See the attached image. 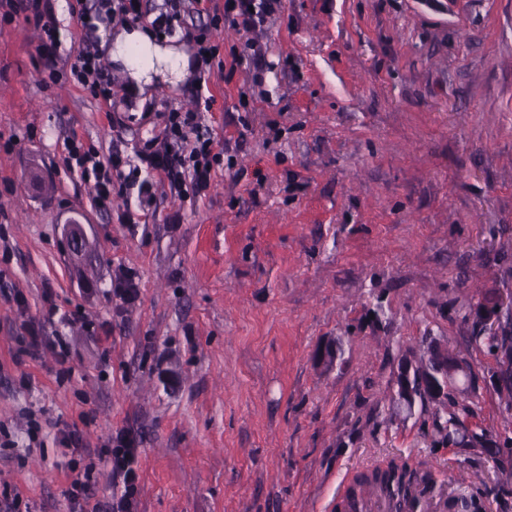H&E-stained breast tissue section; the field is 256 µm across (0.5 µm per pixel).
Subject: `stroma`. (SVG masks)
I'll return each mask as SVG.
<instances>
[{"mask_svg":"<svg viewBox=\"0 0 512 512\" xmlns=\"http://www.w3.org/2000/svg\"><path fill=\"white\" fill-rule=\"evenodd\" d=\"M72 2L50 0L61 68L82 33ZM212 37L265 56L141 105L115 74L119 128L77 87L41 84L24 14L0 23V491L72 512L60 439L76 428L90 449L131 440L135 512H336L344 484L392 459L431 473L417 512L477 492L483 512H512L500 446L431 449L424 414L390 416L388 392L399 345L428 331L461 350L464 307L512 296V0H283L256 31ZM200 97L232 171L196 197L155 187L139 224L120 219L133 194L93 209L67 136L132 156L165 104ZM127 276L130 300L112 290ZM75 309L93 331L62 323ZM504 417L487 390L468 427L512 438Z\"/></svg>","mask_w":512,"mask_h":512,"instance_id":"1","label":"stroma"}]
</instances>
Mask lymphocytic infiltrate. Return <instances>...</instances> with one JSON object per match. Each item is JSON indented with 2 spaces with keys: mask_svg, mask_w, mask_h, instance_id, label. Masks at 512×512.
<instances>
[{
  "mask_svg": "<svg viewBox=\"0 0 512 512\" xmlns=\"http://www.w3.org/2000/svg\"><path fill=\"white\" fill-rule=\"evenodd\" d=\"M282 6V0H158L148 4L147 0H75L74 11L85 33L74 62L68 70L57 69L53 60L56 48L54 29L44 23L39 0H29L28 22L44 32L42 43L44 83L66 81L74 84L92 99L112 105V73L99 52L94 36L100 25L113 18L137 24L153 35L181 36L195 49V57L201 74L213 70H237L243 63V55L237 48L221 54L214 44L209 26L189 24L191 15L206 13L215 24L230 23L240 31L248 32L265 23L267 17ZM163 127L160 138L164 147L155 150L153 140H146L137 159L125 157L117 147L103 150L84 143L77 136L66 139L67 166L80 174L81 178L93 179L95 194L92 202L97 209H107L112 202L113 191L137 189L139 198L152 203L154 186L169 188L177 196L200 195L210 186L212 176L222 165L229 148L213 133H201V114L180 107H171L162 112ZM96 462H104L114 484L120 485L121 494L116 503L117 512H130L133 506L137 475L132 467L135 457L128 441H119L117 446H105L96 452ZM71 467L69 495L80 503L81 512H105L104 506L94 500L91 493L90 476L95 464Z\"/></svg>",
  "mask_w": 512,
  "mask_h": 512,
  "instance_id": "lymphocytic-infiltrate-1",
  "label": "lymphocytic infiltrate"
}]
</instances>
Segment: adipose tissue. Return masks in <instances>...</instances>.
Listing matches in <instances>:
<instances>
[{
    "instance_id": "obj_1",
    "label": "adipose tissue",
    "mask_w": 512,
    "mask_h": 512,
    "mask_svg": "<svg viewBox=\"0 0 512 512\" xmlns=\"http://www.w3.org/2000/svg\"><path fill=\"white\" fill-rule=\"evenodd\" d=\"M112 65L127 71L130 91L151 93L155 80L184 81L190 74V58L185 51L154 43L139 29H120L107 50Z\"/></svg>"
}]
</instances>
